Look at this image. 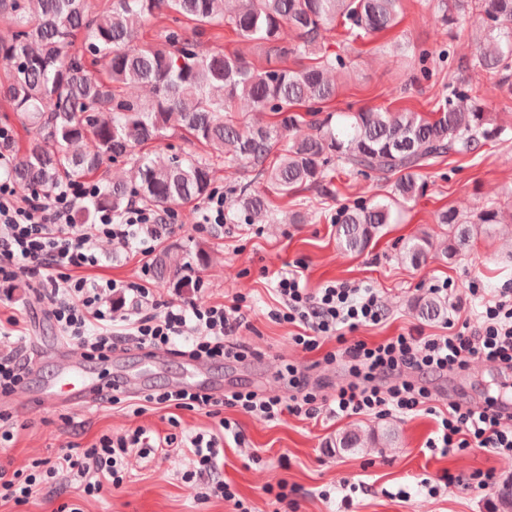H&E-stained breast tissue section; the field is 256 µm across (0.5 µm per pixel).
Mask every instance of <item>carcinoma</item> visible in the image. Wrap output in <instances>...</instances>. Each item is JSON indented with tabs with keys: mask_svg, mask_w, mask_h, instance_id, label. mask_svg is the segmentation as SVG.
<instances>
[{
	"mask_svg": "<svg viewBox=\"0 0 512 512\" xmlns=\"http://www.w3.org/2000/svg\"><path fill=\"white\" fill-rule=\"evenodd\" d=\"M435 8L445 24L460 25L479 12L485 41L469 58L445 48L413 50L414 81L448 72L431 111L334 113L327 110L338 92L332 73L347 70L350 61L320 53L321 44L337 34L355 43L394 28L403 18L402 0H0V12L17 26L0 37V58L9 65L0 98L35 135L6 177L29 194L100 177V192L76 216V223L91 224L101 210L119 214L140 202L167 216L206 197L214 160L222 158L224 218L232 224L270 212L256 185L284 197L311 189L330 196L331 172L340 168L391 186L383 201L355 199L336 213L337 248L361 253L395 221L398 206L423 195L424 169L447 156L476 154L507 131L492 123L484 96L455 72L481 67L493 74L495 90L512 94V0H439ZM163 10L181 16L185 27L158 45L139 42L142 26ZM221 25L265 46L273 61L257 68L239 55L200 51L199 37ZM286 27L297 38L292 46L283 43ZM291 56L311 63L283 65ZM132 83L150 87L151 98L128 97ZM240 97L273 121H237L231 112ZM173 120L202 152L148 149ZM118 162L130 165V178L109 176ZM435 222L447 227L444 254L451 259L502 218L493 207L470 218L448 208ZM431 248L432 235L422 232L405 243L399 259L419 267ZM151 266L162 283L196 287L171 246L160 247ZM416 310L438 320L448 304L428 297ZM396 439L392 427L380 435L350 430L336 435L335 447L390 448Z\"/></svg>",
	"mask_w": 512,
	"mask_h": 512,
	"instance_id": "obj_1",
	"label": "carcinoma"
}]
</instances>
